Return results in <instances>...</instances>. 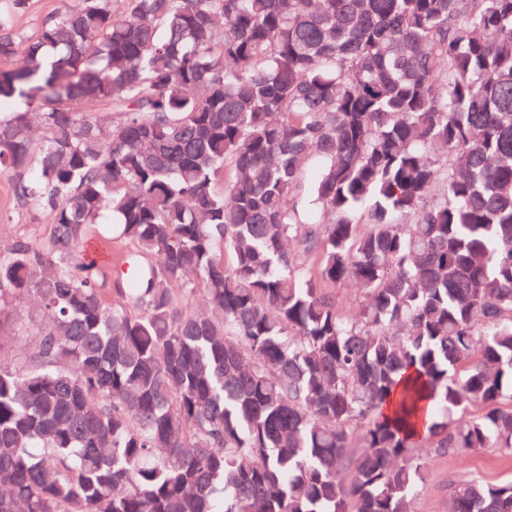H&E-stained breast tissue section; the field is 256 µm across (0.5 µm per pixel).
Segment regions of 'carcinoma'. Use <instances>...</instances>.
<instances>
[{"label": "carcinoma", "mask_w": 512, "mask_h": 512, "mask_svg": "<svg viewBox=\"0 0 512 512\" xmlns=\"http://www.w3.org/2000/svg\"><path fill=\"white\" fill-rule=\"evenodd\" d=\"M20 49L0 512H415L423 444L512 453V0H72ZM51 224L29 200L19 195L17 176H0V245H6L20 235L45 237Z\"/></svg>", "instance_id": "cac0c4a2"}]
</instances>
